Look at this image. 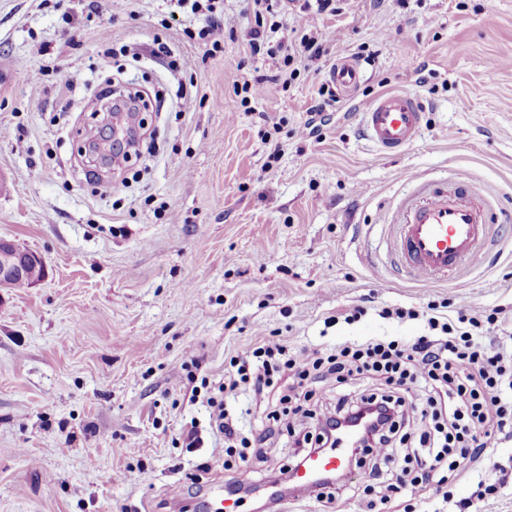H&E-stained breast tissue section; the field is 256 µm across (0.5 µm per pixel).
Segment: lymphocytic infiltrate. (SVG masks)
Listing matches in <instances>:
<instances>
[{"label":"lymphocytic infiltrate","mask_w":512,"mask_h":512,"mask_svg":"<svg viewBox=\"0 0 512 512\" xmlns=\"http://www.w3.org/2000/svg\"><path fill=\"white\" fill-rule=\"evenodd\" d=\"M255 24L246 33L250 52L291 63L294 53L306 60L321 59L336 34L332 31L302 32L296 47L272 42L266 17L287 13L294 0H253ZM204 26L185 28L192 41L221 51L224 38L236 35L234 19L217 11L213 0L206 5ZM429 317L412 308L382 309L385 319L406 322L419 318L427 323L426 334L412 342L373 337L346 343L325 355L304 349L292 352L275 340H265L251 358L240 359L234 375L215 387L207 399L210 417L228 448H255L265 434L253 438L239 435L224 406L226 394L247 386L256 395H277L280 406L268 414L281 423L285 404L302 408L313 396L309 386H335L338 398L324 421L339 417L358 419L362 412L377 408L384 417L381 428L367 450L382 461L365 471L363 478L338 482L337 493L363 492L379 502L393 493L419 490L440 491L449 472L464 461H477L494 437L512 435V350L483 343L490 326L499 320V309L472 315L458 311L456 319L439 321L436 303H429ZM368 378L369 393L350 397L349 381Z\"/></svg>","instance_id":"1"}]
</instances>
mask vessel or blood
I'll return each instance as SVG.
<instances>
[{"label":"vessel or blood","mask_w":512,"mask_h":512,"mask_svg":"<svg viewBox=\"0 0 512 512\" xmlns=\"http://www.w3.org/2000/svg\"><path fill=\"white\" fill-rule=\"evenodd\" d=\"M329 80L342 95H350L359 84V69L351 59L341 58L330 70ZM360 112L364 136L389 157L400 155L417 142L424 129V106L406 91L382 93L362 103ZM398 214L394 254L413 277L426 282L447 276L459 264L477 261L487 227L495 221L481 194L465 182L445 178L424 183L419 201L404 204ZM322 474L345 480L353 472L343 465L339 454H328L313 462L310 470L294 471L293 498L313 494Z\"/></svg>","instance_id":"vessel-or-blood-1"}]
</instances>
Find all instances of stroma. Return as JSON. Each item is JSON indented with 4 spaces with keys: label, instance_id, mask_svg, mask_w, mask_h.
<instances>
[{
    "label": "stroma",
    "instance_id": "obj_1",
    "mask_svg": "<svg viewBox=\"0 0 512 512\" xmlns=\"http://www.w3.org/2000/svg\"><path fill=\"white\" fill-rule=\"evenodd\" d=\"M193 16L168 0H0V237L40 254L32 288H0V512H198L207 487L262 512L263 484L297 462L287 436L266 459L228 456L185 366L219 381L273 336L290 349L421 335L382 308L447 301L499 307L512 337V220L491 225L478 264L423 282L385 256L394 206L418 180L484 190L512 217V0H342L309 13L336 39L318 63L251 57L245 37L208 55L183 35ZM166 42L189 65L151 55ZM45 54H36V45ZM362 80L350 100L311 109L336 60ZM81 73L69 111L51 104ZM264 76L246 106H221L242 78ZM144 90V153L125 169L80 155L111 85ZM187 88L192 106L177 98ZM384 90L421 99V140L376 156L356 105ZM362 305L353 323L336 311ZM243 431L273 405L227 400ZM196 431V443L187 440ZM442 496L402 493L381 512H512V438L461 464Z\"/></svg>",
    "mask_w": 512,
    "mask_h": 512
}]
</instances>
